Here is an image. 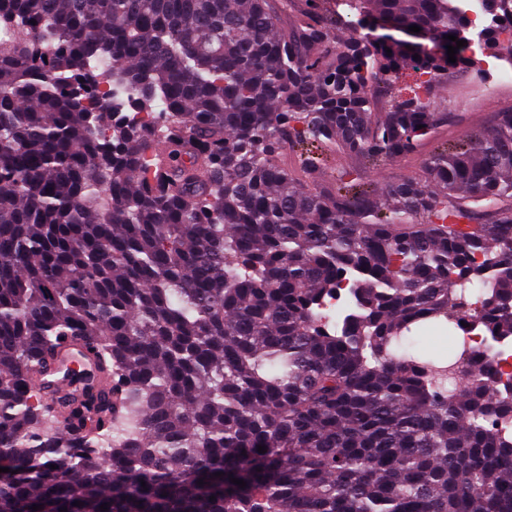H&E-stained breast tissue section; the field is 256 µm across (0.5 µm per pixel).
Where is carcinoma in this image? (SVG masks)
<instances>
[{"instance_id":"cac0c4a2","label":"carcinoma","mask_w":512,"mask_h":512,"mask_svg":"<svg viewBox=\"0 0 512 512\" xmlns=\"http://www.w3.org/2000/svg\"><path fill=\"white\" fill-rule=\"evenodd\" d=\"M344 4L285 27L269 0H0V512H512V390L461 353L450 394L405 347L429 321L512 337V111L423 183L330 174L415 153L474 66L364 25L454 46L460 0ZM480 6L512 56V0ZM403 70L425 94L375 111ZM105 79L178 120L117 118ZM70 345L74 389L37 390Z\"/></svg>"}]
</instances>
